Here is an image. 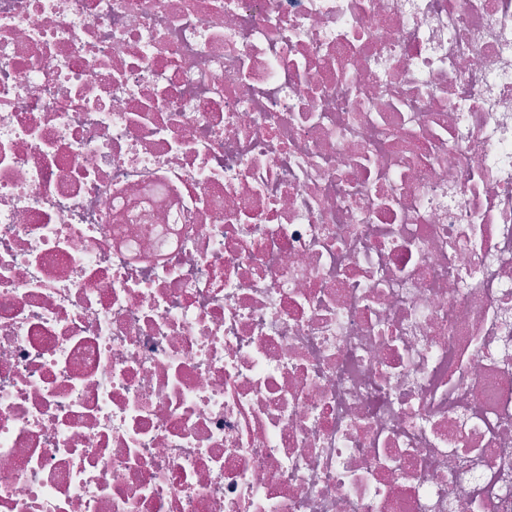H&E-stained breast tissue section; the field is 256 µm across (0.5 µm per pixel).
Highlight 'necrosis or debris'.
<instances>
[{"mask_svg": "<svg viewBox=\"0 0 512 512\" xmlns=\"http://www.w3.org/2000/svg\"><path fill=\"white\" fill-rule=\"evenodd\" d=\"M0 512H512V0H0Z\"/></svg>", "mask_w": 512, "mask_h": 512, "instance_id": "necrosis-or-debris-1", "label": "necrosis or debris"}]
</instances>
